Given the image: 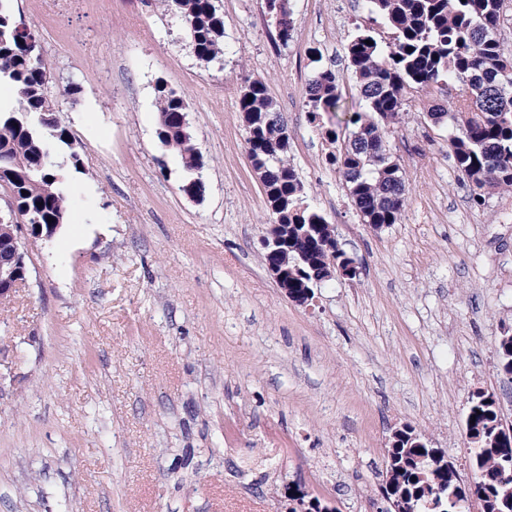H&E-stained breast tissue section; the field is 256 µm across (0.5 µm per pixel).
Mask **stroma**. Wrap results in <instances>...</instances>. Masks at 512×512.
<instances>
[{
	"label": "stroma",
	"mask_w": 512,
	"mask_h": 512,
	"mask_svg": "<svg viewBox=\"0 0 512 512\" xmlns=\"http://www.w3.org/2000/svg\"><path fill=\"white\" fill-rule=\"evenodd\" d=\"M224 52L202 62L163 0H12L64 87L60 120L79 166L61 171L68 219L25 242L27 276L0 301V512H288L301 487L339 512H377L393 431L411 426L471 476L466 417L494 394L512 424V188L474 207L448 127L447 90L409 91L389 136L408 188L398 224L375 232L327 164L306 89L335 70L358 93L345 47L391 27L366 0H290L281 43L264 0H218ZM265 80L289 162L357 275L310 306L266 268L273 218L247 155L245 79ZM187 100L206 165L187 196L160 149L154 86ZM59 97V96H58Z\"/></svg>",
	"instance_id": "1"
}]
</instances>
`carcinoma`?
<instances>
[{
  "instance_id": "obj_1",
  "label": "carcinoma",
  "mask_w": 512,
  "mask_h": 512,
  "mask_svg": "<svg viewBox=\"0 0 512 512\" xmlns=\"http://www.w3.org/2000/svg\"><path fill=\"white\" fill-rule=\"evenodd\" d=\"M185 24L186 42L200 61L210 62L224 52V13L217 0H165ZM370 11L394 30L384 51L374 37L359 33L346 45L345 57L356 79L362 110L348 112L342 102L336 73L323 69L307 88L309 122L331 144L341 143L326 160L342 175L363 223L379 231L400 222L406 184L400 164L386 145L388 129L405 112L411 88L441 81L459 84V106L435 109L430 117L448 121L449 145L458 171L467 180L471 201L482 206L486 196L512 187V55L498 32L512 12V0H366ZM271 15L288 20V43L294 30L288 0H265ZM372 44H366V41ZM412 51H407V48ZM49 72L38 51H29L8 0H0V84L10 86L15 105L0 109V187L14 192L17 210L28 224H63L67 196L57 169H37L40 152L57 154L72 148L71 131L58 119L59 102L47 94ZM159 114L160 146L177 153L188 173L182 190L199 191L190 183L193 166L202 155L178 128V114L187 111L185 96L164 81L154 87ZM239 110L246 127L250 160L268 189L267 208L276 224H320L319 238L296 239L275 256H264L288 269L294 288H305L325 277L326 260L341 264L334 229L306 201V191L288 162L290 141L283 117L260 79H247L240 89ZM21 158L22 168L4 164L3 157ZM309 256L297 263L299 256ZM502 371L512 375V334L498 343ZM467 438L472 480L487 494L481 512H512V463L492 446V436L504 428L497 401L479 393L469 409ZM436 449L407 429L394 434L388 448L384 495L413 502V512H461V481L453 465L433 459Z\"/></svg>"
}]
</instances>
